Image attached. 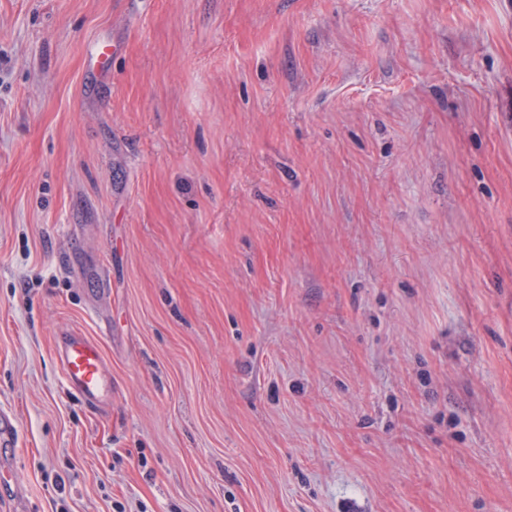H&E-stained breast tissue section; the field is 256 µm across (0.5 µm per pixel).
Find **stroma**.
<instances>
[{
  "mask_svg": "<svg viewBox=\"0 0 512 512\" xmlns=\"http://www.w3.org/2000/svg\"><path fill=\"white\" fill-rule=\"evenodd\" d=\"M2 409L0 512H512V0H0ZM55 356L67 391L84 403L96 405L112 390V378L95 339L78 332L59 336Z\"/></svg>",
  "mask_w": 512,
  "mask_h": 512,
  "instance_id": "stroma-1",
  "label": "stroma"
}]
</instances>
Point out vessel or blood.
<instances>
[{"mask_svg":"<svg viewBox=\"0 0 512 512\" xmlns=\"http://www.w3.org/2000/svg\"><path fill=\"white\" fill-rule=\"evenodd\" d=\"M55 356L69 393L84 403L98 404L112 389V379L98 341L78 332L58 337Z\"/></svg>","mask_w":512,"mask_h":512,"instance_id":"b4317fda","label":"vessel or blood"}]
</instances>
